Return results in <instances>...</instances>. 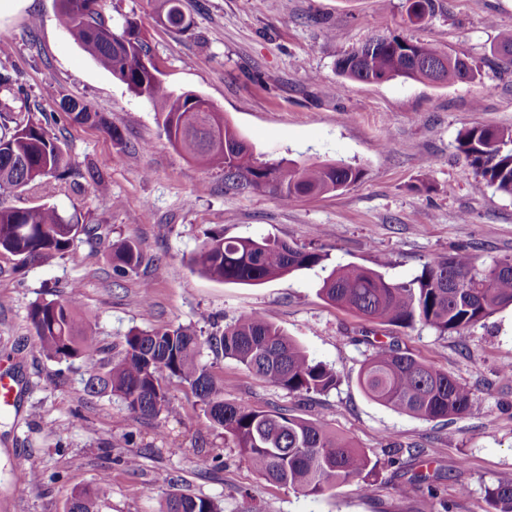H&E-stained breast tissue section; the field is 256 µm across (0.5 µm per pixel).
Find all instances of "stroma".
<instances>
[{
  "label": "stroma",
  "instance_id": "obj_1",
  "mask_svg": "<svg viewBox=\"0 0 512 512\" xmlns=\"http://www.w3.org/2000/svg\"><path fill=\"white\" fill-rule=\"evenodd\" d=\"M402 0H190L193 24L173 32L157 20L154 0H104L108 23H138L161 62L164 81L209 99L266 160L345 162L362 169L346 190L284 205L262 194L225 191L221 170L189 161L169 144L152 105L101 69L60 27L56 0H31L0 19V87L11 115L55 116L52 131L73 172L95 166L102 193L69 181L0 193V203L39 204L84 215L111 229L108 243H76L49 265L18 268L0 252V374L15 379L12 405H0V512H65L72 491L109 475L101 512H160L156 473L178 478L183 492L218 501L223 512H492L485 489L512 478V308L464 334H439L368 322L319 293L323 271L301 270L258 286L210 280L188 260L216 231L225 237L273 236L328 253L329 265L358 264L401 282L427 260L468 251L477 266L512 255V197L474 174L456 150L459 131L512 126V64L495 53L512 28V0H442L430 22L402 21ZM375 36L430 42L479 71L471 83L439 86L338 75L336 60ZM340 93L329 94L331 85ZM85 101L104 125L78 124L62 98ZM124 136L116 143L107 126ZM127 239L156 259L147 277L115 279L111 242ZM153 284L143 297V279ZM72 302L92 318L100 345L134 328L191 327L205 336L256 310L340 377L324 395L296 396L270 386L227 358L213 362L226 401L318 422L350 437L377 463L374 475L318 498L263 479L216 428L198 399L169 384L168 411L130 414L108 393L85 390L87 372L43 357L28 320L32 303ZM398 341L416 359L467 384L471 414L418 419L369 399L358 376L371 341ZM402 448L397 461L387 450ZM424 456H416V449ZM218 453L222 469L207 467ZM136 460L129 468L127 460ZM34 467L60 481L31 484ZM426 470L431 486L409 483Z\"/></svg>",
  "mask_w": 512,
  "mask_h": 512
}]
</instances>
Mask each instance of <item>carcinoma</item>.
<instances>
[{"instance_id":"obj_1","label":"carcinoma","mask_w":512,"mask_h":512,"mask_svg":"<svg viewBox=\"0 0 512 512\" xmlns=\"http://www.w3.org/2000/svg\"><path fill=\"white\" fill-rule=\"evenodd\" d=\"M61 26L96 64L149 100L163 117L170 145L190 159L224 171V188L234 192L268 193L286 205L308 194L338 192L356 184L361 169L334 164L284 163L263 160L244 147V139L224 118L199 104L192 95L176 93L160 78L161 70L137 25L124 18L109 25L103 0H56ZM189 0H160L159 13L170 30L191 25ZM405 13L431 20L442 10L441 0H405ZM469 81L478 72L430 43L396 36L376 37L336 61L344 78L381 83L398 78L434 84L456 82L463 68ZM61 109L78 123H104L91 106L74 99ZM53 116L15 118L0 124V191L15 192L49 178L71 177L68 161L50 131ZM457 150L473 172L496 191L512 196V127L472 126L459 131ZM77 177L106 189L101 169L90 166ZM103 224H87L76 212L53 205L32 207L0 204V252L18 257L19 265L46 264L68 254L74 242L99 245L108 236ZM112 272L118 278L139 274L145 258L131 241L112 243ZM328 254L293 246L276 237L226 238L209 234L190 257L191 267L224 284L257 286L295 271L326 269ZM320 293L329 303L371 322L413 328L428 327L441 335L461 334L502 307L512 305V257L505 256L478 269L471 254L459 251L426 261L407 282H394L361 265L335 266L322 280ZM28 319L40 354L69 366L81 363L90 393H111L132 413L157 415L169 409L167 382L177 379L203 405L205 415L224 430L239 454L271 483L287 486L304 497L317 498L332 488L375 473L376 464L362 449L319 423L294 418L276 409L224 401V387L215 383L210 365L201 361L207 348L212 360L231 358L263 382L293 395H321L336 388L339 378L327 364L316 361L260 312L239 315L223 330L203 338L194 330L133 329L122 349L101 357L89 316L68 301L34 303ZM370 399L412 417L437 420L471 413V390L446 371L417 360L399 345L372 344L358 378ZM155 482L169 488L162 512H221L215 500L181 493L166 473ZM110 493L107 478L92 488L72 492L67 512H100ZM493 512H512V480L487 489Z\"/></svg>"}]
</instances>
